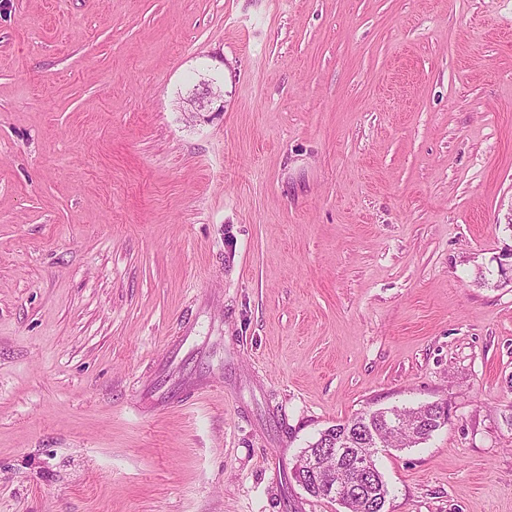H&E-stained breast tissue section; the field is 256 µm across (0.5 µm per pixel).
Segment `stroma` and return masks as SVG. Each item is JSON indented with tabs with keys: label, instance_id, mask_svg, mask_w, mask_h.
<instances>
[{
	"label": "stroma",
	"instance_id": "stroma-1",
	"mask_svg": "<svg viewBox=\"0 0 512 512\" xmlns=\"http://www.w3.org/2000/svg\"><path fill=\"white\" fill-rule=\"evenodd\" d=\"M510 265L512 0H0V512H512ZM447 420L448 414L445 408L439 404L421 405L403 411L396 409L367 411L344 423L328 427L301 453H311L319 458L326 452L331 451V448H346L341 464L336 469L337 480L340 470L349 464L352 459L351 455L355 453V450L366 448L363 461H359L350 467L351 472L347 474L348 478L346 476L343 483L332 487L330 492L339 500L342 497H347L356 489L363 492V488L359 486L363 477L371 471L373 464V470L368 476L371 482L369 490L366 492L368 497L364 501H360L361 499L355 497L352 493V496H349L345 502L346 512H384L389 488L376 466L374 457L372 461V455L377 452L378 448L397 447L402 449L415 447L444 425ZM378 435H380L379 439H377ZM335 439L336 445L334 446L333 441ZM375 439V443L370 445ZM316 457L308 458L307 456V458L297 462L293 470L300 468L301 465L308 467L305 469H311L315 464ZM369 497H371L370 500ZM303 478L311 491L310 496L334 501L329 495V486L335 481V474L330 468L306 471Z\"/></svg>",
	"mask_w": 512,
	"mask_h": 512
}]
</instances>
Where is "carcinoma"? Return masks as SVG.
<instances>
[{"label":"carcinoma","instance_id":"cac0c4a2","mask_svg":"<svg viewBox=\"0 0 512 512\" xmlns=\"http://www.w3.org/2000/svg\"><path fill=\"white\" fill-rule=\"evenodd\" d=\"M448 420V414L439 404L421 405L417 408L399 411L396 409L367 411L354 418L333 425L319 434V437L303 453L317 457L338 447L346 449L341 466H347L351 455L359 448L369 445L375 448H412L425 441L435 430ZM370 487L367 498L355 496L346 499L347 512H384L389 488L378 468L368 476ZM304 481L311 496L329 499V486L335 481L331 469H315L304 472Z\"/></svg>","mask_w":512,"mask_h":512}]
</instances>
